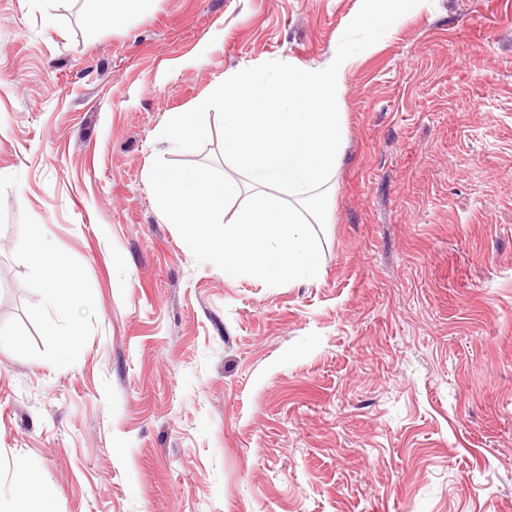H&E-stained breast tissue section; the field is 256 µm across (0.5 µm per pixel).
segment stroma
Returning <instances> with one entry per match:
<instances>
[{"label": "stroma", "instance_id": "obj_1", "mask_svg": "<svg viewBox=\"0 0 512 512\" xmlns=\"http://www.w3.org/2000/svg\"><path fill=\"white\" fill-rule=\"evenodd\" d=\"M360 6L156 0L92 39L80 0H0L12 512L46 484L55 512H512V0H427L359 53L318 278L226 279L156 215L155 157L240 176L217 116L188 153L166 116L326 60ZM36 229L95 288L78 331L28 286Z\"/></svg>", "mask_w": 512, "mask_h": 512}]
</instances>
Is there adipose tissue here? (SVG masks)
<instances>
[{
    "label": "adipose tissue",
    "mask_w": 512,
    "mask_h": 512,
    "mask_svg": "<svg viewBox=\"0 0 512 512\" xmlns=\"http://www.w3.org/2000/svg\"><path fill=\"white\" fill-rule=\"evenodd\" d=\"M153 0H82V9L88 18V33L96 35L100 27L111 26L146 12ZM27 247L32 254L28 270L30 288L40 291L46 304L61 317H70L90 293L89 284L64 279L63 263L50 243L40 234H31Z\"/></svg>",
    "instance_id": "1"
}]
</instances>
